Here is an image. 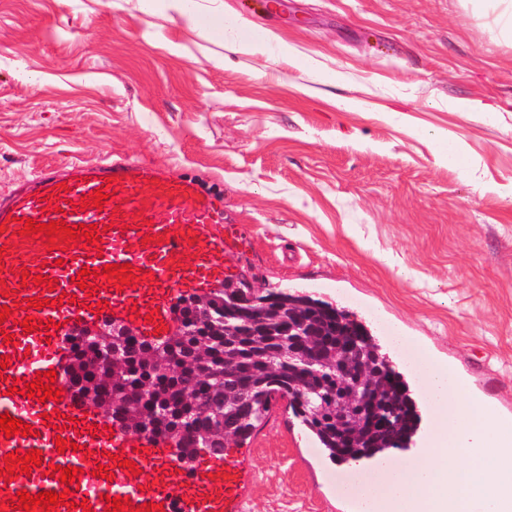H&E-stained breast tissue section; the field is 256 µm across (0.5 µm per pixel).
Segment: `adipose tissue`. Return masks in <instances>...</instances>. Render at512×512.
Returning a JSON list of instances; mask_svg holds the SVG:
<instances>
[{
	"mask_svg": "<svg viewBox=\"0 0 512 512\" xmlns=\"http://www.w3.org/2000/svg\"><path fill=\"white\" fill-rule=\"evenodd\" d=\"M142 11L152 12L157 9L177 14L189 19L194 26L206 33L224 37L226 42L242 49L261 55H272L275 48L280 47L281 41L275 32H266L265 36L258 40L245 37L244 27L228 28L224 25V12L222 9L204 8L199 0H138Z\"/></svg>",
	"mask_w": 512,
	"mask_h": 512,
	"instance_id": "adipose-tissue-1",
	"label": "adipose tissue"
}]
</instances>
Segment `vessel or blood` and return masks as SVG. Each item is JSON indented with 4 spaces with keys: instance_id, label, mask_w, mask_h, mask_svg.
Wrapping results in <instances>:
<instances>
[{
    "instance_id": "1",
    "label": "vessel or blood",
    "mask_w": 512,
    "mask_h": 512,
    "mask_svg": "<svg viewBox=\"0 0 512 512\" xmlns=\"http://www.w3.org/2000/svg\"><path fill=\"white\" fill-rule=\"evenodd\" d=\"M107 191L103 207H81L83 196ZM39 224L63 220L66 224L100 226L98 245L46 248V235L16 237L19 218ZM242 238L236 225L225 223L218 200L188 179L161 176L150 165L106 158L93 163L70 162L36 171L26 187L0 197V280L9 294L0 296L10 318L0 323L11 341L0 338V415L30 425L23 437L0 432V460L8 453L40 450V466L10 482L0 479V502L5 512H17L11 499L18 491L37 495L67 492L69 502L55 512H107V497L119 496L132 506L162 504L164 512H245L248 473L241 449L228 448L178 465L165 441L133 433L94 406H83L66 394L61 376L68 350L60 345L61 331L100 317L134 324L139 337L158 339V326L171 325L172 295L179 287L203 293L223 283L229 268L222 258L234 252ZM131 264L134 285L116 289L103 278L109 264ZM30 275H48L52 288L22 284L19 268ZM94 285L92 294L81 283ZM44 300L42 309L24 307V300ZM34 317L38 329L25 331V317ZM53 371L57 399L25 396L27 383L38 373ZM77 443V450L58 452L57 439ZM118 456L112 479L97 475L98 466ZM136 462L129 471L126 461ZM80 468L74 490H65L53 466Z\"/></svg>"
}]
</instances>
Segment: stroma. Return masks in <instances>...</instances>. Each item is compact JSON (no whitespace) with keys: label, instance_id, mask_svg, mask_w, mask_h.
Wrapping results in <instances>:
<instances>
[{"label":"stroma","instance_id":"stroma-1","mask_svg":"<svg viewBox=\"0 0 512 512\" xmlns=\"http://www.w3.org/2000/svg\"><path fill=\"white\" fill-rule=\"evenodd\" d=\"M279 34L278 62L204 40L134 0H0V194L46 165L109 155L224 199L233 281L354 313L438 418L402 356L449 365L512 418V38L470 0H223ZM40 86L32 88L28 80ZM357 107L338 108L340 99ZM472 100L479 112H453ZM453 131L468 168L439 159ZM248 512H332L336 463L274 403L246 441Z\"/></svg>","mask_w":512,"mask_h":512}]
</instances>
